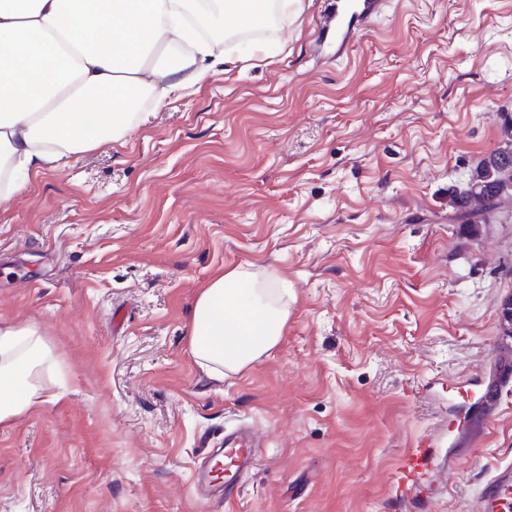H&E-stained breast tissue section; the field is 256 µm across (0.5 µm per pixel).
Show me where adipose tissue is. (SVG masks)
<instances>
[{"mask_svg":"<svg viewBox=\"0 0 512 512\" xmlns=\"http://www.w3.org/2000/svg\"><path fill=\"white\" fill-rule=\"evenodd\" d=\"M272 0H0V171L7 193L136 126L143 100L202 85L219 64L201 31L269 13ZM288 309L248 271H217L189 310L188 344L213 379L281 338ZM38 327L0 324V424L45 403Z\"/></svg>","mask_w":512,"mask_h":512,"instance_id":"1","label":"adipose tissue"}]
</instances>
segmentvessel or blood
<instances>
[{
	"label": "vessel or blood",
	"mask_w": 512,
	"mask_h": 512,
	"mask_svg": "<svg viewBox=\"0 0 512 512\" xmlns=\"http://www.w3.org/2000/svg\"><path fill=\"white\" fill-rule=\"evenodd\" d=\"M325 29L335 30L340 43H348L354 30L338 10L326 8L322 16ZM258 432L253 425H242L238 431L225 434L223 475H216L210 462H202L194 471V490L198 498L221 497L232 500L240 491L242 477L251 472L258 461ZM433 438L424 435L406 449L399 467L393 474L395 493L393 512H429L435 494L427 483L434 471ZM473 512H512V468L503 467L482 486L473 503Z\"/></svg>",
	"instance_id": "b4317fda"
}]
</instances>
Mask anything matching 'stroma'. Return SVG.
<instances>
[{
  "label": "stroma",
  "instance_id": "stroma-1",
  "mask_svg": "<svg viewBox=\"0 0 512 512\" xmlns=\"http://www.w3.org/2000/svg\"><path fill=\"white\" fill-rule=\"evenodd\" d=\"M325 6L213 37L229 70L0 201V322L38 326L57 397L0 424V512H384L441 422L433 512L512 465V382L466 396L512 349V204L475 237L448 206L512 117V0H385L342 52ZM222 268L271 274L288 322L217 382L187 321ZM242 422L239 498L197 500Z\"/></svg>",
  "mask_w": 512,
  "mask_h": 512
}]
</instances>
